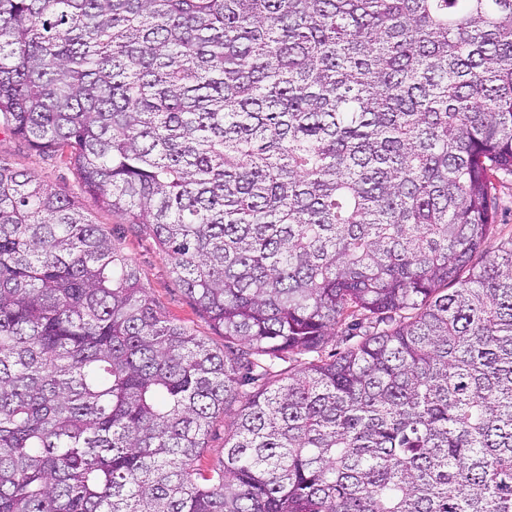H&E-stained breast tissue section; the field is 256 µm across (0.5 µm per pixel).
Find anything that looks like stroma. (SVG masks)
Returning <instances> with one entry per match:
<instances>
[{
	"label": "stroma",
	"mask_w": 512,
	"mask_h": 512,
	"mask_svg": "<svg viewBox=\"0 0 512 512\" xmlns=\"http://www.w3.org/2000/svg\"><path fill=\"white\" fill-rule=\"evenodd\" d=\"M0 157L15 168L32 173L44 184L62 190L79 201L88 218L110 234L139 271L141 281L158 307L169 317L191 327L214 348L224 346V338L178 285L169 272V263L153 238L130 224L128 219L104 207L84 188L68 162L31 149L23 140L0 130Z\"/></svg>",
	"instance_id": "1"
}]
</instances>
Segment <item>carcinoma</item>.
<instances>
[{"label":"carcinoma","instance_id":"cac0c4a2","mask_svg":"<svg viewBox=\"0 0 512 512\" xmlns=\"http://www.w3.org/2000/svg\"><path fill=\"white\" fill-rule=\"evenodd\" d=\"M0 125L224 336L0 157V512H512V0H0ZM15 168L32 173L44 184L61 189L79 201L88 218L112 236L122 252L139 271L141 282L158 307L169 317L191 327L216 349H224V336L178 285L169 272V263L153 238L120 213L112 212L91 196L68 162L47 157L31 149L23 140L4 132L0 127V157ZM497 224L503 234L512 232V177L497 184ZM240 410V403L227 407L224 414L217 417L206 439V448L201 458V465L207 467L222 457L224 451V434L228 432L230 425Z\"/></svg>","mask_w":512,"mask_h":512}]
</instances>
